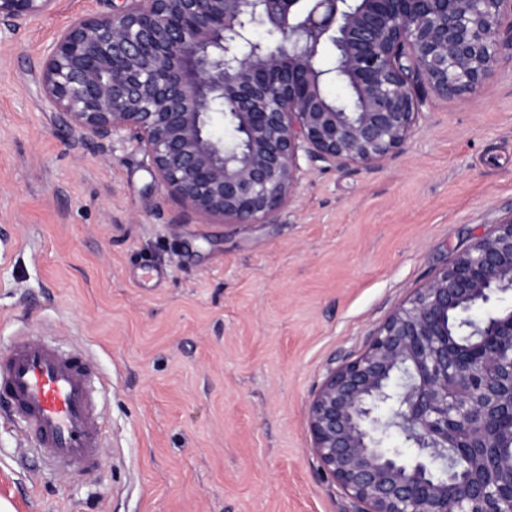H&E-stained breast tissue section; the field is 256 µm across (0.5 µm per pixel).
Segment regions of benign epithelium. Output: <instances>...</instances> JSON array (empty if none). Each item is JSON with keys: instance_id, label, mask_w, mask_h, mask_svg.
<instances>
[{"instance_id": "obj_1", "label": "benign epithelium", "mask_w": 512, "mask_h": 512, "mask_svg": "<svg viewBox=\"0 0 512 512\" xmlns=\"http://www.w3.org/2000/svg\"><path fill=\"white\" fill-rule=\"evenodd\" d=\"M57 0H0V30ZM257 27L281 36L274 47ZM512 0H123L76 18L38 62L48 112L100 146L136 142L162 187L232 225L269 220L308 168L370 166L419 127L420 88L475 92L497 67ZM336 66L317 59L327 45ZM336 78L353 112L328 99ZM236 132L210 129L214 99ZM512 212L417 288L308 412L322 468L356 512H512ZM387 417L378 415L381 407ZM395 427L411 460L381 447ZM464 461L438 475L443 452Z\"/></svg>"}]
</instances>
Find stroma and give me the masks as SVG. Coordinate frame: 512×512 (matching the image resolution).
<instances>
[{"mask_svg":"<svg viewBox=\"0 0 512 512\" xmlns=\"http://www.w3.org/2000/svg\"><path fill=\"white\" fill-rule=\"evenodd\" d=\"M58 0L0 38V351L86 350L102 463L69 475L0 407L14 512H354L312 446L329 369L512 212V33L464 99L422 89L420 127L369 167L310 168L275 218L228 230L158 183L136 143L101 148L44 111L37 64L75 18Z\"/></svg>","mask_w":512,"mask_h":512,"instance_id":"obj_1","label":"stroma"}]
</instances>
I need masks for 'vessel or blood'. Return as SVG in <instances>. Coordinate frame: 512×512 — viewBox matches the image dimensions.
<instances>
[{
    "label": "vessel or blood",
    "mask_w": 512,
    "mask_h": 512,
    "mask_svg": "<svg viewBox=\"0 0 512 512\" xmlns=\"http://www.w3.org/2000/svg\"><path fill=\"white\" fill-rule=\"evenodd\" d=\"M95 377L84 351L63 352L34 336L18 338L0 352V400L47 457L79 474L101 464Z\"/></svg>",
    "instance_id": "vessel-or-blood-1"
}]
</instances>
